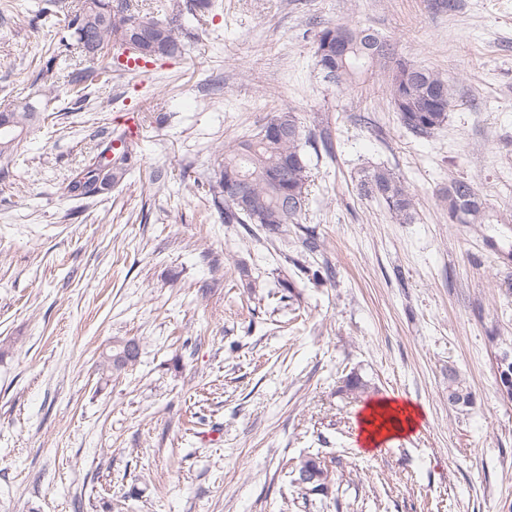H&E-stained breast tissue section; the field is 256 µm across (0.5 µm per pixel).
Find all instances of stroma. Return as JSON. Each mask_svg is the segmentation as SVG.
<instances>
[{"instance_id": "stroma-1", "label": "stroma", "mask_w": 512, "mask_h": 512, "mask_svg": "<svg viewBox=\"0 0 512 512\" xmlns=\"http://www.w3.org/2000/svg\"><path fill=\"white\" fill-rule=\"evenodd\" d=\"M185 25L184 55L128 69L70 111L86 60L41 0H0V110L47 114L0 178V512H512V0H217ZM347 22L460 91L444 127L400 125L373 70L340 89L314 65L316 33ZM54 87L45 97L46 87ZM330 133L310 157L311 204L274 242L225 224L184 169L275 112ZM135 144L131 173L63 195L101 138ZM415 191L412 223L361 196L362 169ZM481 191L493 224H454L436 193ZM314 230L325 246L309 253ZM332 267L333 278H315ZM137 362L102 375L115 342ZM470 386L448 407V368ZM358 373L365 394L339 392ZM424 411L415 432L364 447L380 399ZM337 460L339 508L305 507L289 459Z\"/></svg>"}]
</instances>
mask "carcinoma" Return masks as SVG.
Segmentation results:
<instances>
[{"mask_svg":"<svg viewBox=\"0 0 512 512\" xmlns=\"http://www.w3.org/2000/svg\"><path fill=\"white\" fill-rule=\"evenodd\" d=\"M214 0H187L176 4V14H189L199 22L212 13ZM42 13L61 16L64 27L71 31L74 48L80 55L94 60L98 52L110 50L118 36L135 31L148 33L140 51L132 52L134 66L160 58L182 54V30L166 17L140 14L131 8L130 0H47ZM315 65L324 80L338 87L355 85L362 74L379 65L387 71L385 95L396 112L400 124L412 134L428 137L444 126L448 112L458 102L456 89L444 74L409 63L396 56L389 40L370 28L344 22L325 25L315 38ZM112 79V70L86 66L69 75V92L80 103L89 86ZM37 118L36 107L20 101L0 111V160L11 157L23 136ZM120 136L99 144L93 157L75 168L62 188L69 198H93L102 190L123 182L129 172L131 152ZM322 146L332 154L329 134L303 133L296 112L291 109L276 113L253 136L232 138L218 150V177L193 179L195 192L211 196L219 217L226 224H242L249 235L262 233L268 239L283 235L290 224H300L309 206V157L307 147ZM246 187L239 196L236 190ZM359 193L386 209L397 224H408L416 215L417 195L399 175L385 166L362 171ZM442 210L459 217L462 224H488L486 202L474 184L454 178L448 187L438 191ZM139 345L134 339L119 341L109 349L102 370L110 372L134 363ZM474 404L466 379L453 367L448 368V405L464 412ZM297 482L304 503L319 501L327 505L334 485V471L325 457L311 454L295 466Z\"/></svg>","mask_w":512,"mask_h":512,"instance_id":"cac0c4a2","label":"carcinoma"}]
</instances>
